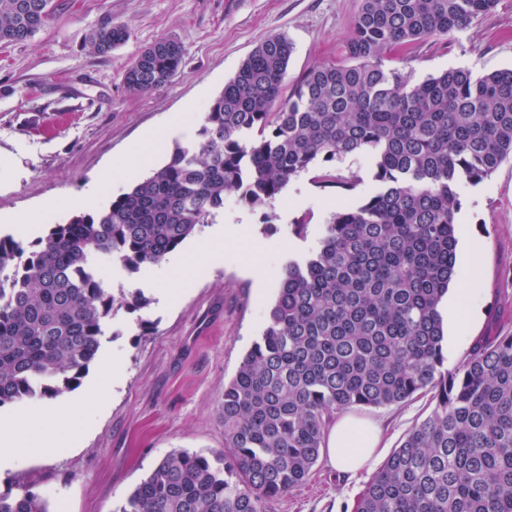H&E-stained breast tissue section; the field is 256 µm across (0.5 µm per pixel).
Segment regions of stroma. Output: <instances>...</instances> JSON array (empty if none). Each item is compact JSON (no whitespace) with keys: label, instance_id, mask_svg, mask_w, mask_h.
I'll list each match as a JSON object with an SVG mask.
<instances>
[{"label":"stroma","instance_id":"1","mask_svg":"<svg viewBox=\"0 0 512 512\" xmlns=\"http://www.w3.org/2000/svg\"><path fill=\"white\" fill-rule=\"evenodd\" d=\"M53 6L52 19L34 37L0 45V156L11 162L0 167V214L35 215L30 226L0 223V236L27 243L50 225L67 222L72 212L59 207V199L80 195L103 170L112 169L114 176L98 195L100 206L164 165L173 143L151 141V133L169 118L198 126L268 35L286 33L294 44L288 83L311 67L346 62L344 46L360 0H53ZM111 22L129 27L128 42L106 55L91 53L88 34ZM163 38L182 42L181 72L158 91L130 93L123 83L125 65ZM383 59L414 83L450 69H512V0H496L488 13L448 38L431 37L384 53ZM137 148L152 152L150 165L139 166ZM336 167L343 176L359 177L355 189L321 186L312 174H302L290 183L296 203L278 200L268 222L262 210L226 195L221 260L195 251L198 240L212 233L206 224L164 261L177 291L172 304L153 298L159 268L132 278L118 263L104 260L102 272L112 288L141 289L152 302L113 317L80 386L56 398L70 405L67 420L40 421L42 400L24 411L0 408L1 421L27 413L32 439L60 440L52 454L29 448L0 468V493L31 488L47 500L50 512H119L170 451L222 452L224 387L263 330L284 265L318 248L338 204L357 202L374 186L368 157L354 155ZM461 199L458 244L477 241L482 264L472 282L475 317L467 332L444 330L448 369L493 322L512 329V159L482 182L465 185ZM301 221L307 228L300 237L293 226ZM144 320L151 334H143ZM103 386L111 391L104 405L95 400ZM430 412L422 396L352 414L384 425L385 459ZM371 475L368 469L343 475L319 458L306 483L273 510L353 512Z\"/></svg>","mask_w":512,"mask_h":512}]
</instances>
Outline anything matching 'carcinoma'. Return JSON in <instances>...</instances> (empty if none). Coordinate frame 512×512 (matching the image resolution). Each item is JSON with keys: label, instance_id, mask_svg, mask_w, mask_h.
<instances>
[{"label": "carcinoma", "instance_id": "obj_1", "mask_svg": "<svg viewBox=\"0 0 512 512\" xmlns=\"http://www.w3.org/2000/svg\"><path fill=\"white\" fill-rule=\"evenodd\" d=\"M496 0H361L346 41L355 65L310 69L285 91L294 51L265 38L203 113L198 140L93 213L24 243L0 236V407L80 383L107 324L150 300L105 285L107 256L129 276L161 263L233 192L269 208L293 179L351 190L336 161L364 154L374 189L331 213L317 250L289 261L261 335L224 386V451L165 455L120 512H272L320 458L351 408L432 394L431 413L366 483L355 512H512V331L498 324L444 369L439 306L455 276L461 188L512 157V69L447 70L419 84L382 51L448 37ZM52 0H0V44L48 23ZM125 25L93 29L95 54L125 44ZM185 48L163 38L123 71L133 93L179 72ZM0 512H50L24 488Z\"/></svg>", "mask_w": 512, "mask_h": 512}]
</instances>
